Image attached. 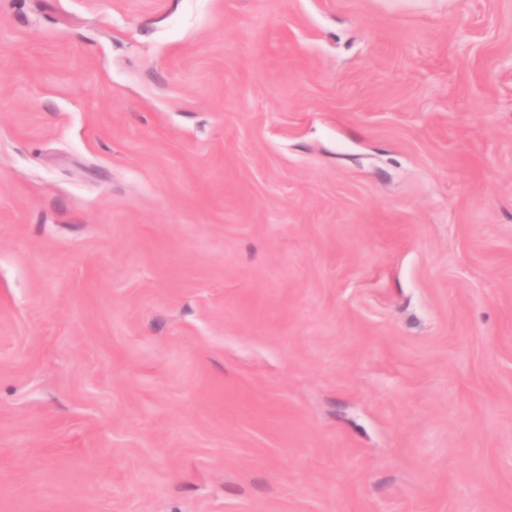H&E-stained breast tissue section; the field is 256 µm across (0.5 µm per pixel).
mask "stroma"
I'll use <instances>...</instances> for the list:
<instances>
[{
  "label": "stroma",
  "mask_w": 512,
  "mask_h": 512,
  "mask_svg": "<svg viewBox=\"0 0 512 512\" xmlns=\"http://www.w3.org/2000/svg\"><path fill=\"white\" fill-rule=\"evenodd\" d=\"M0 512H512V0H0Z\"/></svg>",
  "instance_id": "stroma-1"
}]
</instances>
